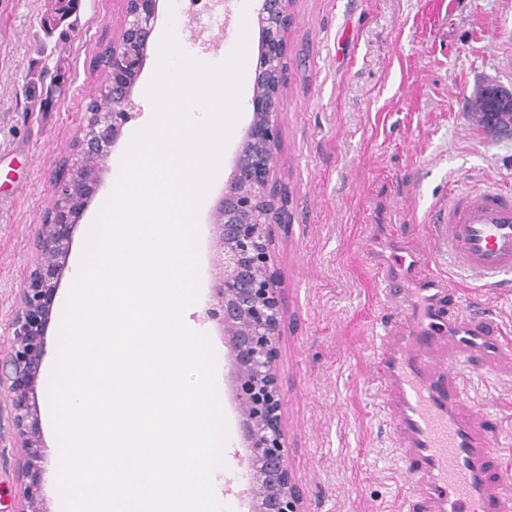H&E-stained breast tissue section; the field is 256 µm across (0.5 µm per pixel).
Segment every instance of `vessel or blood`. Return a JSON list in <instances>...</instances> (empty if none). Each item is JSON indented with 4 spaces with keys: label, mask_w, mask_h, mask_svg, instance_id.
<instances>
[{
    "label": "vessel or blood",
    "mask_w": 512,
    "mask_h": 512,
    "mask_svg": "<svg viewBox=\"0 0 512 512\" xmlns=\"http://www.w3.org/2000/svg\"><path fill=\"white\" fill-rule=\"evenodd\" d=\"M451 261L489 284L512 273V193L466 190L431 214ZM384 283L409 281L395 297L398 316L376 338L373 373L412 489L411 512H512V474L499 460V420L461 411L452 377L471 365L487 372L512 365V340L488 319L466 312L431 272L427 256L384 258Z\"/></svg>",
    "instance_id": "obj_1"
}]
</instances>
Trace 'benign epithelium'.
<instances>
[{
	"label": "benign epithelium",
	"mask_w": 512,
	"mask_h": 512,
	"mask_svg": "<svg viewBox=\"0 0 512 512\" xmlns=\"http://www.w3.org/2000/svg\"><path fill=\"white\" fill-rule=\"evenodd\" d=\"M119 32L112 40V109L88 112L74 151L81 159H107L124 126L135 118L134 91L149 59L162 0H120ZM293 0H257L258 61L251 119L236 149L233 171L211 213V293L203 321L225 337L240 405L241 441L250 451L248 512H303L302 496L288 467V446L277 373L282 291L271 250L273 226L288 223L289 202L274 178L281 146L278 107L283 85L270 87L288 57L286 31ZM485 126L512 137V89L488 84L480 92ZM104 165L80 164L53 183V204L35 240L36 258L13 321L14 343L0 361L11 394L13 425L25 451L24 508L41 507L43 441L37 384L45 339L73 233L103 182Z\"/></svg>",
	"instance_id": "1"
}]
</instances>
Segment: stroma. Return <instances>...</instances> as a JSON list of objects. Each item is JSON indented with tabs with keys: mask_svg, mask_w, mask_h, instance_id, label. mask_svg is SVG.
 Masks as SVG:
<instances>
[{
	"mask_svg": "<svg viewBox=\"0 0 512 512\" xmlns=\"http://www.w3.org/2000/svg\"><path fill=\"white\" fill-rule=\"evenodd\" d=\"M49 0H0V357L13 345V318L32 266L52 185L85 108L99 86L94 59L119 21L118 0H82L69 41L46 38ZM245 0H223V29L206 27L203 5L175 0L182 50L224 61L240 31L257 57L258 30L242 29ZM288 80L279 110L282 146L274 171L290 192L287 229L273 245L284 318L279 373L288 464L304 512H408L409 488L372 373L373 338L392 318L377 258L400 248L430 255L434 273L459 289L467 310L512 337V287L488 288L454 267L428 222L438 203L472 188L512 191V138L480 127L467 105L486 84L512 88V0H294ZM62 64L68 86L49 108L25 95L34 72ZM250 120L242 112L199 211V300L188 313L209 336L227 427L224 465L213 474L228 512H248L247 456L228 383V348L201 317L210 293L209 220ZM124 145L106 161L104 183L74 232L59 294L67 296L86 230L112 190ZM466 414L502 427L500 461L512 468V367L488 375L460 368ZM43 416L42 506L60 512L58 444ZM25 453L0 387V512H19Z\"/></svg>",
	"mask_w": 512,
	"mask_h": 512,
	"instance_id": "1",
	"label": "stroma"
}]
</instances>
